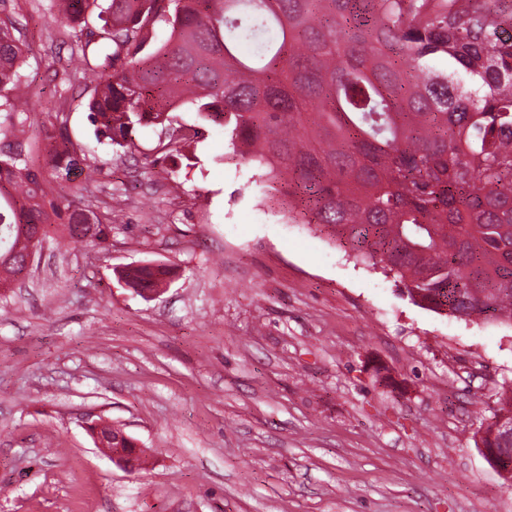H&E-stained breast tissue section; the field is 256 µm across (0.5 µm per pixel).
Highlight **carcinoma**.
Wrapping results in <instances>:
<instances>
[{
    "mask_svg": "<svg viewBox=\"0 0 512 512\" xmlns=\"http://www.w3.org/2000/svg\"><path fill=\"white\" fill-rule=\"evenodd\" d=\"M497 0H51L97 80L96 139L121 148L190 106L224 130L288 221L316 224L407 296L460 320L512 322V13ZM167 37L156 41V27ZM0 17V111L26 104L22 44ZM444 56L438 70L430 60ZM53 172L0 153V289L28 273L39 228L106 242L123 194L93 211ZM163 264L125 272L140 295Z\"/></svg>",
    "mask_w": 512,
    "mask_h": 512,
    "instance_id": "cac0c4a2",
    "label": "carcinoma"
}]
</instances>
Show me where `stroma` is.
<instances>
[{"mask_svg": "<svg viewBox=\"0 0 512 512\" xmlns=\"http://www.w3.org/2000/svg\"><path fill=\"white\" fill-rule=\"evenodd\" d=\"M25 45L30 103L8 141L65 187L125 192L106 243L47 239L0 299V512H512L481 429L512 390V324L413 303L381 266L262 202L222 129L189 109L134 145L97 143L92 75L49 0H0ZM195 134L168 157L170 129ZM165 264L144 299L122 270ZM104 418L145 448L118 464Z\"/></svg>", "mask_w": 512, "mask_h": 512, "instance_id": "35a3bbf8", "label": "stroma"}]
</instances>
